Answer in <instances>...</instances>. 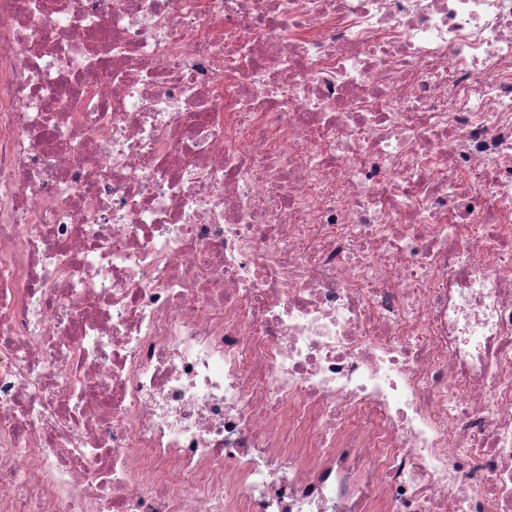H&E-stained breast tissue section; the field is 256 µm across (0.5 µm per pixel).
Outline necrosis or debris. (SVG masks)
I'll list each match as a JSON object with an SVG mask.
<instances>
[{
    "instance_id": "4bbe7bcc",
    "label": "necrosis or debris",
    "mask_w": 512,
    "mask_h": 512,
    "mask_svg": "<svg viewBox=\"0 0 512 512\" xmlns=\"http://www.w3.org/2000/svg\"><path fill=\"white\" fill-rule=\"evenodd\" d=\"M0 512H512V0H0Z\"/></svg>"
}]
</instances>
